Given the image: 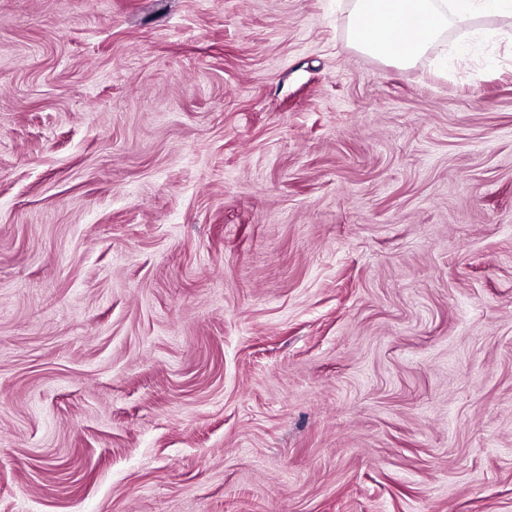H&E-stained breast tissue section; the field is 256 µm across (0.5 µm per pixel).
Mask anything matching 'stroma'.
<instances>
[{
  "label": "stroma",
  "instance_id": "1",
  "mask_svg": "<svg viewBox=\"0 0 512 512\" xmlns=\"http://www.w3.org/2000/svg\"><path fill=\"white\" fill-rule=\"evenodd\" d=\"M0 0V512H512V18ZM480 8L512 18L511 0H354L350 37L363 53L405 67L448 27V10L465 17Z\"/></svg>",
  "mask_w": 512,
  "mask_h": 512
}]
</instances>
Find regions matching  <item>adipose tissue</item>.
Wrapping results in <instances>:
<instances>
[{
  "label": "adipose tissue",
  "mask_w": 512,
  "mask_h": 512,
  "mask_svg": "<svg viewBox=\"0 0 512 512\" xmlns=\"http://www.w3.org/2000/svg\"><path fill=\"white\" fill-rule=\"evenodd\" d=\"M479 9L512 18V0H354L349 32L363 53L405 67L439 38L449 17Z\"/></svg>",
  "instance_id": "ef3b65f1"
}]
</instances>
